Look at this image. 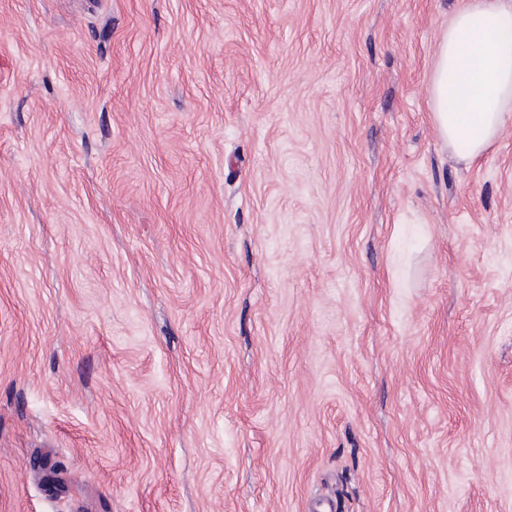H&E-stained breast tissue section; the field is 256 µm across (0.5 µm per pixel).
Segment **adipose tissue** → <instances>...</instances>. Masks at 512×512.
<instances>
[{"label":"adipose tissue","instance_id":"ef3b65f1","mask_svg":"<svg viewBox=\"0 0 512 512\" xmlns=\"http://www.w3.org/2000/svg\"><path fill=\"white\" fill-rule=\"evenodd\" d=\"M433 127L448 149L481 156L512 124V0H467L448 20L429 87Z\"/></svg>","mask_w":512,"mask_h":512}]
</instances>
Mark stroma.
I'll use <instances>...</instances> for the list:
<instances>
[{"label": "stroma", "instance_id": "35a3bbf8", "mask_svg": "<svg viewBox=\"0 0 512 512\" xmlns=\"http://www.w3.org/2000/svg\"><path fill=\"white\" fill-rule=\"evenodd\" d=\"M465 2L0 0V512H512Z\"/></svg>", "mask_w": 512, "mask_h": 512}]
</instances>
